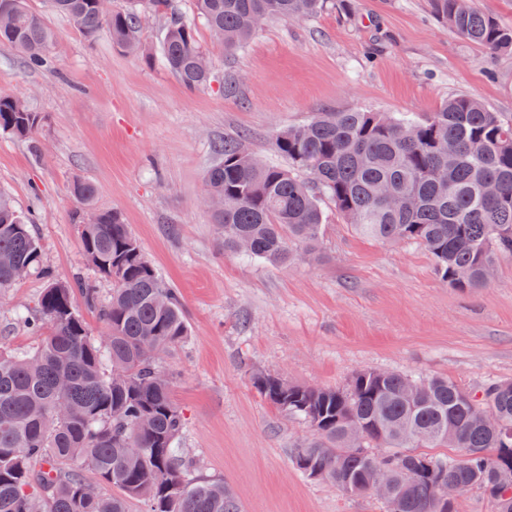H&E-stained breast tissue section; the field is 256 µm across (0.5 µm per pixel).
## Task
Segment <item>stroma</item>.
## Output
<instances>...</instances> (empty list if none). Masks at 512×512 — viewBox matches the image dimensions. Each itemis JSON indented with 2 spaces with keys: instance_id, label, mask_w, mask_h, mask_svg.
Returning <instances> with one entry per match:
<instances>
[{
  "instance_id": "obj_1",
  "label": "stroma",
  "mask_w": 512,
  "mask_h": 512,
  "mask_svg": "<svg viewBox=\"0 0 512 512\" xmlns=\"http://www.w3.org/2000/svg\"><path fill=\"white\" fill-rule=\"evenodd\" d=\"M176 4L210 54L208 89H185L161 58L120 52L107 35L85 41L49 0H25L55 33V68L30 69L0 49V93L47 117L33 139L0 133V191L19 209L37 206L44 264L105 297L112 285L88 264L71 221L73 181H92L98 207L121 213L177 289L189 336L165 367L196 475L224 482L241 512H384L376 497L347 496L297 469L293 449L311 431L266 401L252 374L330 388L366 368L443 375L473 390L512 378V259L485 287L460 291L423 247L357 234L328 198L319 260L275 266L228 254L200 202L203 178L216 144L238 135L260 160L285 165L275 135L325 110L426 115L466 94L512 118V53L460 37L430 0H333L304 21H268L227 53L193 0ZM43 288L32 275L5 290L7 346H34L24 319Z\"/></svg>"
}]
</instances>
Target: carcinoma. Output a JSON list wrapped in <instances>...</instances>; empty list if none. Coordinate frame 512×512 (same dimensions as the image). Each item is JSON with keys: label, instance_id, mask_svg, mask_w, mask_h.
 Listing matches in <instances>:
<instances>
[{"label": "carcinoma", "instance_id": "cac0c4a2", "mask_svg": "<svg viewBox=\"0 0 512 512\" xmlns=\"http://www.w3.org/2000/svg\"><path fill=\"white\" fill-rule=\"evenodd\" d=\"M454 32L491 53L512 51V28L473 0H432ZM198 17L224 51L233 52L271 19L308 18L327 0H194ZM53 11L83 35L108 34L118 50L150 59L141 41L149 10L165 19L161 55L189 90L211 85L212 70L194 27L174 0H128L106 12L98 0H51ZM54 32L24 6L0 0V48L33 67L50 63ZM45 123L19 95L0 94V132L31 139ZM275 149L290 168L256 159L240 138L218 145L204 187L222 202L212 214L224 251L276 265L294 258L291 243L317 255L327 196L359 234L385 243H417L452 288L487 284L485 271L512 257V120L469 95L451 97L422 119L380 112H316L280 131ZM308 174L299 179L294 170ZM495 185L496 193L487 187ZM79 202L72 223L109 299L78 281L58 278L41 261L36 212L0 193V289L36 274L45 282L39 337L27 350L0 342V512H241L222 483L197 480L179 448L185 427L171 397V377L143 347L164 353L184 342L188 326L174 289L157 275L119 213L96 205V189L71 185ZM94 221L86 223L88 215ZM96 312L99 334L75 305ZM254 388L313 434L294 451L299 469H317L348 496L371 468L385 470L400 494V512H437L436 482L477 490L494 512H512V378L472 392L446 376L413 378L366 369L342 389L283 384L257 372ZM413 384L412 396L404 386ZM358 424L359 450L345 437ZM453 449L458 456L436 453ZM433 474L407 478L415 464ZM91 472L95 481L85 477ZM112 488L107 494L103 488Z\"/></svg>", "mask_w": 512, "mask_h": 512}]
</instances>
